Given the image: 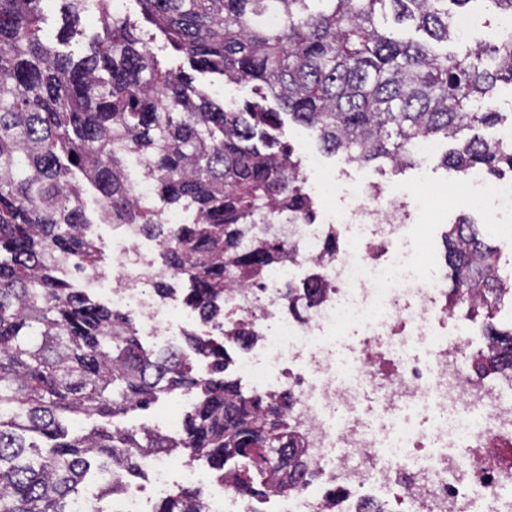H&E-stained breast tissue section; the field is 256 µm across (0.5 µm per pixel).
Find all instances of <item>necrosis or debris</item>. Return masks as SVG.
Masks as SVG:
<instances>
[{"label":"necrosis or debris","mask_w":512,"mask_h":512,"mask_svg":"<svg viewBox=\"0 0 512 512\" xmlns=\"http://www.w3.org/2000/svg\"><path fill=\"white\" fill-rule=\"evenodd\" d=\"M447 188L429 183L414 205L369 188L323 218L259 224L245 248L274 238L283 260L224 289L221 325L206 333L236 343L240 382L253 394H290L288 421L304 469L298 488L262 501L240 496L232 476L209 482L175 452L142 459L146 482L112 504L92 484L71 512H154L176 491H201V512H512V376L489 380L479 356L494 354L473 298L450 302L447 270L430 246ZM492 200L495 228L512 243V179L491 195L475 184L461 199ZM110 268L80 285L113 309L133 311L144 335L179 336L198 321L177 294L152 291L163 245L138 224H120ZM334 250H327L328 239Z\"/></svg>","instance_id":"4bbe7bcc"}]
</instances>
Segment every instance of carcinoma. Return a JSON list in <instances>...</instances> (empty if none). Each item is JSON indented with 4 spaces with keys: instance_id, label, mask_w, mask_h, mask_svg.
<instances>
[{
    "instance_id": "cac0c4a2",
    "label": "carcinoma",
    "mask_w": 512,
    "mask_h": 512,
    "mask_svg": "<svg viewBox=\"0 0 512 512\" xmlns=\"http://www.w3.org/2000/svg\"><path fill=\"white\" fill-rule=\"evenodd\" d=\"M43 0H0V512H69L91 459L107 498L141 472L140 453L176 449L193 461L236 472L253 499L271 475L300 481L288 423V394L263 398L225 377L230 357L210 338L187 335L209 361L200 374L179 347L153 349L134 322L74 286L94 267L85 190L97 191L114 224H141L163 237L166 271L190 283L186 302L206 324L231 279L281 258L277 240L247 249L251 226L274 214L312 212L292 149L263 153L251 141L279 112L229 111L182 71L163 70L129 20L98 0L99 32L78 60L47 37ZM145 18L184 51L197 71L263 83L276 105L313 128L323 150L357 163L403 169L419 162L415 141L455 139L501 120L491 102L512 83V32L461 52L448 4L482 3L512 16V0H138ZM281 17L271 28L266 17ZM145 160L154 201L138 200L124 162ZM440 163L458 171L512 172V145L474 136ZM188 207L192 224L169 230L161 210ZM452 295L479 288L492 308L512 284L474 222L448 228ZM489 372L512 369V331ZM195 393L174 438L112 425L163 395ZM97 415L88 433L74 420ZM200 493L182 489L156 512H200Z\"/></svg>"
}]
</instances>
